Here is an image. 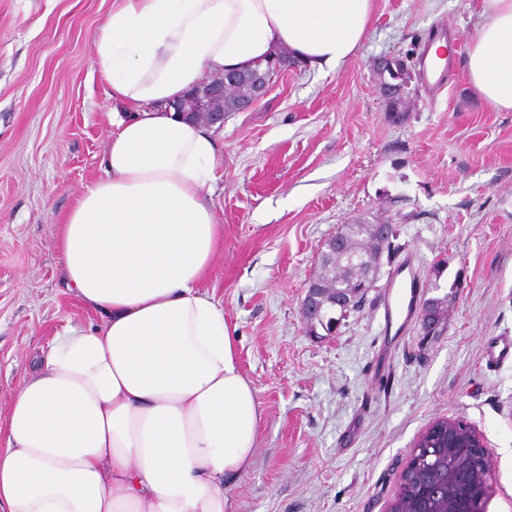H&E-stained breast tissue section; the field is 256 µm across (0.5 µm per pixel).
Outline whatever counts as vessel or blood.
<instances>
[{"label": "vessel or blood", "instance_id": "vessel-or-blood-1", "mask_svg": "<svg viewBox=\"0 0 512 512\" xmlns=\"http://www.w3.org/2000/svg\"><path fill=\"white\" fill-rule=\"evenodd\" d=\"M422 287L416 256L406 254L379 301L388 345H396L406 335L417 315ZM509 361L512 362V335L501 334L488 338L484 355L486 367L496 368Z\"/></svg>", "mask_w": 512, "mask_h": 512}]
</instances>
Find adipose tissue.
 Returning <instances> with one entry per match:
<instances>
[{
    "label": "adipose tissue",
    "mask_w": 512,
    "mask_h": 512,
    "mask_svg": "<svg viewBox=\"0 0 512 512\" xmlns=\"http://www.w3.org/2000/svg\"><path fill=\"white\" fill-rule=\"evenodd\" d=\"M466 66L512 111V0H483ZM373 0H112L94 65L114 100L106 176L61 224L67 284L101 325L49 344L0 426V512H225L261 410L224 311L203 288L224 226L216 144L172 108L205 72L279 53L353 59Z\"/></svg>",
    "instance_id": "ef3b65f1"
}]
</instances>
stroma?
Masks as SVG:
<instances>
[{
    "label": "stroma",
    "mask_w": 512,
    "mask_h": 512,
    "mask_svg": "<svg viewBox=\"0 0 512 512\" xmlns=\"http://www.w3.org/2000/svg\"><path fill=\"white\" fill-rule=\"evenodd\" d=\"M112 0H0V418L46 344L99 323L66 286L59 226L105 177L112 99L94 66ZM482 0H374L357 56L289 67L214 134L211 203L224 247L206 286L224 310L260 402L257 448L226 512H387L419 436L462 419L492 464L486 512H512V363L486 369L487 337L512 334V111L490 107L466 57ZM449 36L452 75L429 89L419 60ZM406 58L407 112H390L373 66ZM365 217L399 229L423 282L454 288L441 331L414 321L374 368L383 266L335 335L301 304L327 238ZM442 275H435V268Z\"/></svg>",
    "instance_id": "stroma-1"
}]
</instances>
